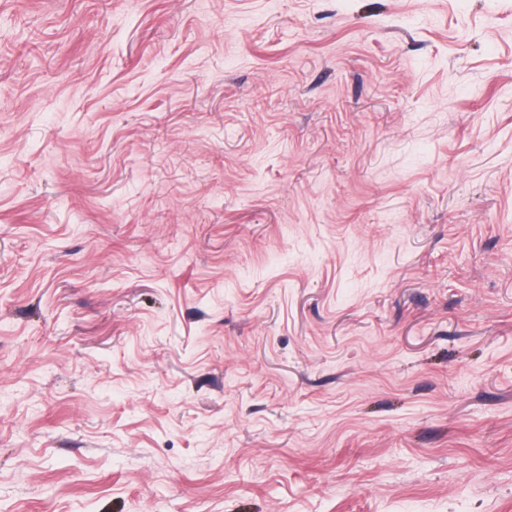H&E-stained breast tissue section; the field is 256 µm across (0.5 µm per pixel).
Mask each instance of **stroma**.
<instances>
[{"label": "stroma", "instance_id": "1", "mask_svg": "<svg viewBox=\"0 0 512 512\" xmlns=\"http://www.w3.org/2000/svg\"><path fill=\"white\" fill-rule=\"evenodd\" d=\"M0 512H512V0H0Z\"/></svg>", "mask_w": 512, "mask_h": 512}]
</instances>
